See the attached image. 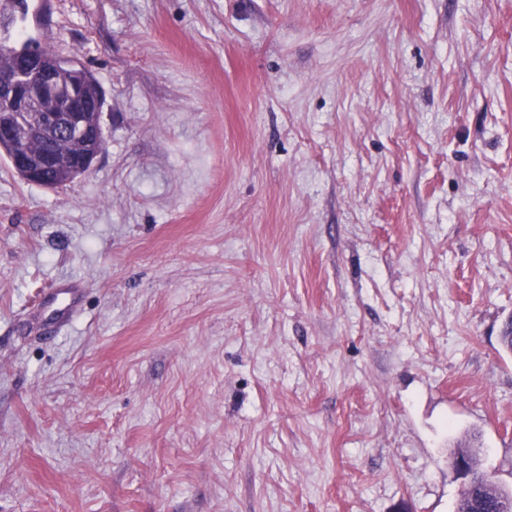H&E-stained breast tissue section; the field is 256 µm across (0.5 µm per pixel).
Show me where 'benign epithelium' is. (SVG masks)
Masks as SVG:
<instances>
[{
	"instance_id": "obj_1",
	"label": "benign epithelium",
	"mask_w": 512,
	"mask_h": 512,
	"mask_svg": "<svg viewBox=\"0 0 512 512\" xmlns=\"http://www.w3.org/2000/svg\"><path fill=\"white\" fill-rule=\"evenodd\" d=\"M92 107L81 80L59 79L48 55L19 56L12 68L0 70V109L12 116L0 123V142L23 138L46 143L37 154H16L10 160L15 171L32 184L48 186L50 172L65 163L52 146L64 134L87 147V156L70 161L77 175L85 174L104 148L98 130L86 120L84 110Z\"/></svg>"
}]
</instances>
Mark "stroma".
Returning a JSON list of instances; mask_svg holds the SVG:
<instances>
[{"instance_id":"35a3bbf8","label":"stroma","mask_w":512,"mask_h":512,"mask_svg":"<svg viewBox=\"0 0 512 512\" xmlns=\"http://www.w3.org/2000/svg\"><path fill=\"white\" fill-rule=\"evenodd\" d=\"M104 98L0 157V512H454L512 485V0H46ZM465 450L474 452L477 457V468L475 469L477 473V483L475 485L465 484L461 496L457 501L455 512H468L471 498L480 497L481 491H483L484 495L490 499L483 502L485 504L483 511L512 512V487L509 488L500 484H490L494 481L490 475L481 468L482 463L479 459V448H476L474 443L468 446V448L457 449L454 453Z\"/></svg>"}]
</instances>
